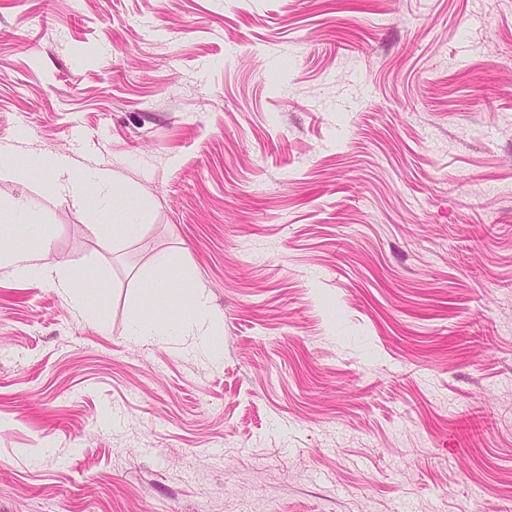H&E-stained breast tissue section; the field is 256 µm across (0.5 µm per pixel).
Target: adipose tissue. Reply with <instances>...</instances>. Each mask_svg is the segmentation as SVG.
I'll use <instances>...</instances> for the list:
<instances>
[{"label": "adipose tissue", "instance_id": "ef3b65f1", "mask_svg": "<svg viewBox=\"0 0 512 512\" xmlns=\"http://www.w3.org/2000/svg\"><path fill=\"white\" fill-rule=\"evenodd\" d=\"M24 173H42L49 189L57 194L93 195L96 205L112 217L111 222L101 225L102 234L119 242L135 238L142 228V212L145 201L132 198L122 187L114 185L110 172L105 170L77 171L70 159L60 157L49 165L28 163ZM48 242H41L36 250H15L0 256V269L13 279L27 284H51L65 300L71 303L79 315H89L104 295L103 289L89 292L74 288L67 261L45 263ZM189 333L198 337L206 346L218 348L221 344L216 314L204 305L199 295H192L190 307L179 322L158 324L149 318H134L129 327L130 336L142 340H163L173 333Z\"/></svg>", "mask_w": 512, "mask_h": 512}]
</instances>
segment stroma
Returning <instances> with one entry per match:
<instances>
[{
    "instance_id": "35a3bbf8",
    "label": "stroma",
    "mask_w": 512,
    "mask_h": 512,
    "mask_svg": "<svg viewBox=\"0 0 512 512\" xmlns=\"http://www.w3.org/2000/svg\"><path fill=\"white\" fill-rule=\"evenodd\" d=\"M1 153L109 288L0 271V512H512V0H0ZM172 255L218 353L125 334ZM43 164L28 163L17 172L41 173L49 189L57 194L87 196L94 193V199L101 214L112 212V222L101 224L100 232L112 237V242L135 238L139 235L142 224V211L147 204L144 200L134 199L130 194L114 182L110 172L105 170H85L78 172L67 157H59L52 161L43 171ZM112 184V204L110 193L104 194Z\"/></svg>"
}]
</instances>
